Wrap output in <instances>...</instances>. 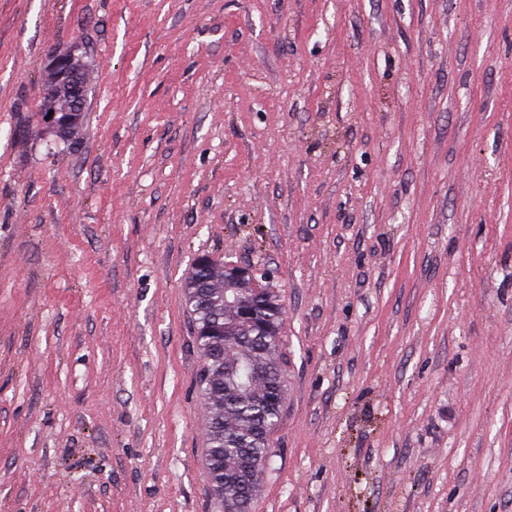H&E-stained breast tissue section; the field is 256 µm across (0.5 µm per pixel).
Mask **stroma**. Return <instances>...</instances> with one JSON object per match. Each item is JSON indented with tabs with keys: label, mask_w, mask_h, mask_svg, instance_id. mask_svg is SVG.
<instances>
[{
	"label": "stroma",
	"mask_w": 512,
	"mask_h": 512,
	"mask_svg": "<svg viewBox=\"0 0 512 512\" xmlns=\"http://www.w3.org/2000/svg\"><path fill=\"white\" fill-rule=\"evenodd\" d=\"M202 252L284 311L253 512H512V0H0V512H219ZM77 49L59 51L50 57L45 78L48 81L47 91L43 96V112L53 111L48 122L55 132L64 137L69 134L71 125L83 112L85 97V73L83 56ZM90 88H87L85 101L87 104Z\"/></svg>",
	"instance_id": "stroma-1"
}]
</instances>
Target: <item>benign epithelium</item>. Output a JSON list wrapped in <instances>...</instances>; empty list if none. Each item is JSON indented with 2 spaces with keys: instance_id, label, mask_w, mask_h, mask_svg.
Segmentation results:
<instances>
[{
  "instance_id": "obj_1",
  "label": "benign epithelium",
  "mask_w": 512,
  "mask_h": 512,
  "mask_svg": "<svg viewBox=\"0 0 512 512\" xmlns=\"http://www.w3.org/2000/svg\"><path fill=\"white\" fill-rule=\"evenodd\" d=\"M45 78L48 88L43 96V111L53 112L49 123L64 137L76 122L77 114L83 112L86 89L83 56L75 49L53 54Z\"/></svg>"
}]
</instances>
